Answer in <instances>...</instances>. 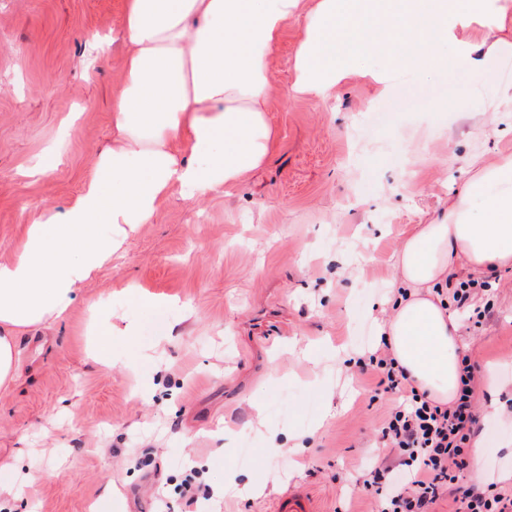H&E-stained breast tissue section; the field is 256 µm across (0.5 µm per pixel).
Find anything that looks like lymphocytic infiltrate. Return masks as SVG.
I'll use <instances>...</instances> for the list:
<instances>
[{
  "label": "lymphocytic infiltrate",
  "mask_w": 512,
  "mask_h": 512,
  "mask_svg": "<svg viewBox=\"0 0 512 512\" xmlns=\"http://www.w3.org/2000/svg\"><path fill=\"white\" fill-rule=\"evenodd\" d=\"M493 291L487 280H456L450 282L447 295L456 311L479 318L492 310ZM461 363L457 397L439 403L408 386L389 344L369 355L367 370L380 376L399 399L380 435L404 457L402 469L396 471L368 467L364 487L376 498V512H434L443 488L458 482L468 468L471 431L478 422L473 406L476 367L467 356ZM454 504V512H512V493L493 483L483 491L464 487Z\"/></svg>",
  "instance_id": "1"
}]
</instances>
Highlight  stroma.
I'll return each instance as SVG.
<instances>
[{
	"label": "stroma",
	"mask_w": 512,
	"mask_h": 512,
	"mask_svg": "<svg viewBox=\"0 0 512 512\" xmlns=\"http://www.w3.org/2000/svg\"><path fill=\"white\" fill-rule=\"evenodd\" d=\"M124 26L125 0H0V262L111 145ZM296 41L288 29L269 60L267 163L228 191L162 201L61 319L20 338L19 378L0 391V466L24 464L0 512H89L108 481L102 512H156L163 499L189 512L190 465L213 490L198 512H277L291 490L317 512H371L366 466L400 461L377 434L398 400L335 348L372 349L404 235L441 217L470 159L512 158V111L494 126L460 116L456 92L472 80L461 60L395 74L384 97L356 79L325 104L292 100ZM52 151V169L25 177ZM495 279L491 315L460 336L481 367L474 439L488 482L512 470V268ZM130 282L168 307L139 305ZM94 307L136 327L114 336L108 366L91 355ZM295 436L292 466L270 446ZM133 450L140 465L125 462ZM245 483L262 493L239 494Z\"/></svg>",
	"instance_id": "stroma-1"
}]
</instances>
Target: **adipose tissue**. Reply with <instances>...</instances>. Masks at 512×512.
<instances>
[{
    "label": "adipose tissue",
    "mask_w": 512,
    "mask_h": 512,
    "mask_svg": "<svg viewBox=\"0 0 512 512\" xmlns=\"http://www.w3.org/2000/svg\"><path fill=\"white\" fill-rule=\"evenodd\" d=\"M300 36L290 98L332 99L354 77L385 92L398 71L465 56L473 74L503 41H464L472 25H512V0H126L127 55L112 97L115 136L63 214L42 213L0 263V390L19 376L21 333L56 322L162 199L237 187L266 162L269 59ZM512 267V161L475 172L440 219L413 227L396 255L394 305L381 320L409 383L445 403L456 392L460 325L437 287Z\"/></svg>",
    "instance_id": "ef3b65f1"
}]
</instances>
